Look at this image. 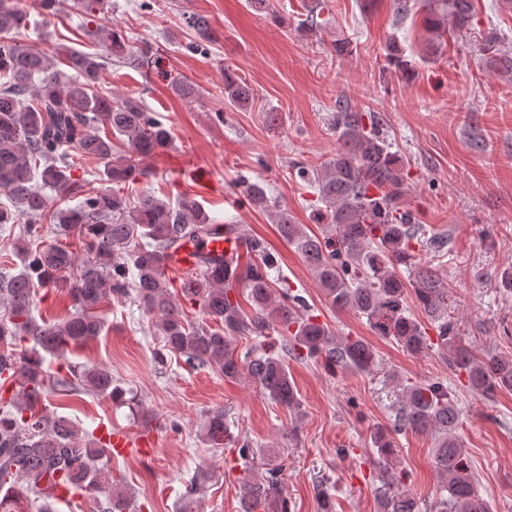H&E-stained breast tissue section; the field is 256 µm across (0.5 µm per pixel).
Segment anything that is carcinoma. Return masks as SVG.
I'll use <instances>...</instances> for the list:
<instances>
[{"label":"carcinoma","mask_w":512,"mask_h":512,"mask_svg":"<svg viewBox=\"0 0 512 512\" xmlns=\"http://www.w3.org/2000/svg\"><path fill=\"white\" fill-rule=\"evenodd\" d=\"M392 2L401 17L417 8L423 12V61L436 57L455 34L479 25L474 0ZM77 5L88 25L107 0H77ZM186 25L189 48L197 51L213 41L206 16L192 13ZM27 26L24 0H0V196L8 200L0 202V228L18 231L12 251L0 254V512H12L19 495L41 500V512H54L59 489L70 497L98 494L101 512H130L124 485L102 480L96 468L110 455L103 438L43 404L54 392L141 407L137 395H127L105 366L70 365L55 373L45 367L44 355L64 359L100 335V312L112 298L134 292L143 309L157 317L163 350L226 379L245 375L289 410L300 402L288 362L309 359L333 371L361 373L378 363L377 354L364 340L338 337L318 320L258 239L248 240L244 259L199 255L197 269L183 275L179 293L172 292L163 266L169 251L214 235L240 234V225L214 223L190 196L174 206L148 190L133 198L107 188L83 191L68 149L103 163L102 180L132 184L148 175L144 160L169 150L172 133L139 98L112 97L103 87L102 57L73 48L52 55L32 48L22 39ZM500 42L497 30L489 28L479 51L490 71L507 78L512 56L500 50ZM103 45L124 62L150 52L147 45H130L115 28ZM386 60L397 77L415 76V62L394 38ZM224 101L245 110L254 102L252 86L228 67ZM333 127L336 153L317 169H297L322 203L315 212L320 234L296 223L260 179H241L248 200L268 213L280 237L297 249L330 305L365 318L378 335L412 354L436 352L479 396L512 390V356H479L462 342L448 313V288L437 267L421 258L423 251L441 252L446 241L427 235L404 209L410 191L406 166L391 151L381 118L340 101ZM47 189L57 201L46 197ZM74 195L77 204L66 205ZM44 224L54 226L53 239L43 238ZM51 286L67 289L72 300L73 312L60 322L34 315L39 289ZM178 295L199 307L200 321L188 318ZM412 303L430 327L414 316ZM274 333L280 342L262 350L239 346L242 339ZM458 425L457 402L444 381L410 382L390 426L377 428L372 443L386 460L394 454V435L407 430L435 435L438 486L429 512H489L456 437ZM227 431L224 408L208 410L207 442L224 445ZM244 488L242 512H288L277 469L245 478ZM383 512H420V504L402 493L387 498Z\"/></svg>","instance_id":"obj_1"}]
</instances>
